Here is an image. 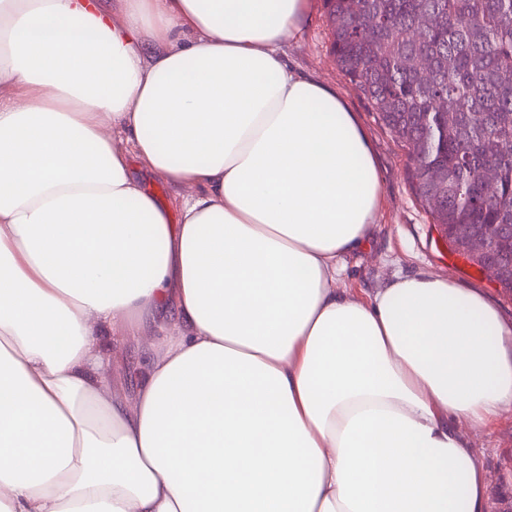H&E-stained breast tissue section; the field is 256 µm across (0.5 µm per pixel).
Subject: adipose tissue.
Wrapping results in <instances>:
<instances>
[{"label":"adipose tissue","mask_w":512,"mask_h":512,"mask_svg":"<svg viewBox=\"0 0 512 512\" xmlns=\"http://www.w3.org/2000/svg\"><path fill=\"white\" fill-rule=\"evenodd\" d=\"M110 2L0 0V512H490L512 325L341 288L382 183L280 52L309 0ZM131 174L155 195L157 202L161 206L168 207L172 215H177L178 197L176 196L175 190L168 183L151 174L136 162L131 166Z\"/></svg>","instance_id":"ef3b65f1"}]
</instances>
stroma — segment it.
I'll return each mask as SVG.
<instances>
[{"instance_id": "35a3bbf8", "label": "stroma", "mask_w": 512, "mask_h": 512, "mask_svg": "<svg viewBox=\"0 0 512 512\" xmlns=\"http://www.w3.org/2000/svg\"><path fill=\"white\" fill-rule=\"evenodd\" d=\"M331 41L323 0H311L301 33L283 43L282 53L301 74L336 88L344 96L378 159L384 196L382 214L367 247L346 257L343 287L362 296L395 275L427 272L481 291L511 324L512 292L499 288L476 266L450 252L412 190L404 148L339 71ZM464 437L480 453L487 471L492 512H512V407L503 410L488 430H468Z\"/></svg>"}]
</instances>
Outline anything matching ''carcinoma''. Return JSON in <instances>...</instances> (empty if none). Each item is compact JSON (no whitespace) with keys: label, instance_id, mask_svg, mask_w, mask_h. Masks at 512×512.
<instances>
[{"label":"carcinoma","instance_id":"obj_1","mask_svg":"<svg viewBox=\"0 0 512 512\" xmlns=\"http://www.w3.org/2000/svg\"><path fill=\"white\" fill-rule=\"evenodd\" d=\"M341 72L402 143L433 223L512 225V0H324ZM430 61L420 73L416 57ZM490 171L495 194L477 174ZM485 259L512 263V236Z\"/></svg>","mask_w":512,"mask_h":512}]
</instances>
